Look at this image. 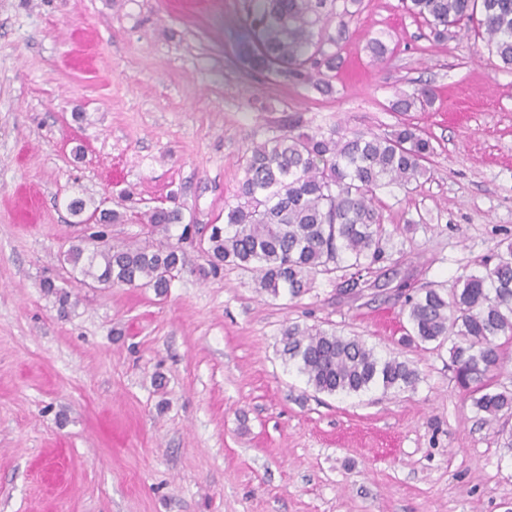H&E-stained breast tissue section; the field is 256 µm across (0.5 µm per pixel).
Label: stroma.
<instances>
[{"mask_svg": "<svg viewBox=\"0 0 512 512\" xmlns=\"http://www.w3.org/2000/svg\"><path fill=\"white\" fill-rule=\"evenodd\" d=\"M248 0H0V512H512V451L476 416L448 348L400 342L405 296L454 288L512 243V72L459 30L434 43L401 0H362L324 95L253 72ZM384 33L394 52L373 62ZM432 108L389 111L418 84ZM417 124L435 152L411 193L378 190L400 262L346 292L272 299L212 271L199 238L168 292L90 288L60 262L81 197L181 208L208 230L247 150L276 135ZM70 292L59 313L44 279ZM362 337L415 387L315 392L285 363L289 323Z\"/></svg>", "mask_w": 512, "mask_h": 512, "instance_id": "obj_1", "label": "stroma"}]
</instances>
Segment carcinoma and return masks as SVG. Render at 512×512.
<instances>
[{"label":"carcinoma","mask_w":512,"mask_h":512,"mask_svg":"<svg viewBox=\"0 0 512 512\" xmlns=\"http://www.w3.org/2000/svg\"><path fill=\"white\" fill-rule=\"evenodd\" d=\"M338 0H251L252 38L239 48L251 69L284 77L319 92L331 90L339 68L335 47L342 30L332 32ZM437 42L464 26L485 40L498 67L512 70V0H404ZM372 60L392 52L380 33L369 39ZM435 90L420 86L396 96L393 112L424 111ZM434 152L430 139L410 124L384 135L336 136L299 133L275 136L252 147L236 204L224 223L211 225L205 252L213 271L234 266L256 274L261 290L276 298H297L315 287L319 276L338 272L348 285L374 273L389 257L390 231L377 208L376 192L396 187L408 192L426 176ZM93 248L72 245L63 261L99 288L151 287L162 295L184 266L179 243L169 228L182 222L177 209L154 208L147 216L151 240L142 245H111L107 228L120 213L94 208ZM158 234L164 239L154 242ZM459 287L427 288L407 294L403 305L408 346L450 344L458 386L468 392L476 414L486 423L512 414V391L499 389L494 377L504 366V346L512 343V243L494 252L483 271L463 274ZM56 296L58 311L72 306L71 294L51 280L41 284ZM282 355L308 386L327 395H357L373 388L415 386L418 371L397 356L382 357L358 336L334 329L292 324L281 337Z\"/></svg>","instance_id":"cac0c4a2"}]
</instances>
